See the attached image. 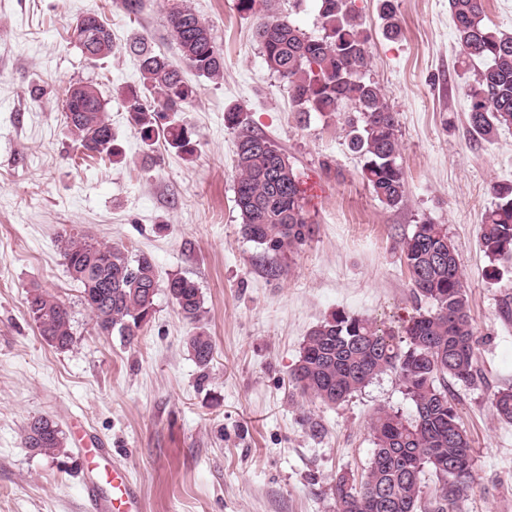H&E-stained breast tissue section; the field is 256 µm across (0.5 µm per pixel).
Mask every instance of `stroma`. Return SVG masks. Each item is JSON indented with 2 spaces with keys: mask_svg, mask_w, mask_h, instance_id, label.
Returning a JSON list of instances; mask_svg holds the SVG:
<instances>
[{
  "mask_svg": "<svg viewBox=\"0 0 512 512\" xmlns=\"http://www.w3.org/2000/svg\"><path fill=\"white\" fill-rule=\"evenodd\" d=\"M174 2L146 0L132 18L123 0H0V512H86L85 439L126 469L141 512H335L336 474H361L371 457L374 412L408 418L413 404L390 372L335 406L292 391L288 375L331 311L392 329L412 313L397 243L424 220L448 228L478 341L481 378L456 389L475 475L460 508L512 512V424L491 408L494 393L512 386V321L499 313L512 271L488 279L479 244L492 184L512 182V128L487 142L469 132L464 87L476 68L459 63L448 0H396L394 39L382 33L378 0H353L370 34V76L398 121L408 200L395 209L363 182L342 117L299 119L286 83L264 64L255 16L237 0H182L223 49L224 77L186 74L200 87L179 115L197 134L193 157L162 143L146 149L120 102L138 80L127 45L143 36L179 60L167 21ZM90 9L115 41L94 64L68 37ZM77 83L94 84L106 101L121 163L76 157L63 100ZM235 105L288 156L317 226L278 279L241 231L236 138L224 125ZM77 232L150 255L160 282L192 279L204 300L200 324L162 289L133 341L97 335L59 254L61 236ZM36 287L68 306V349L41 339L26 303ZM198 327L214 345L204 372L187 346ZM38 416L59 423L67 455L25 448L24 429Z\"/></svg>",
  "mask_w": 512,
  "mask_h": 512,
  "instance_id": "stroma-1",
  "label": "stroma"
}]
</instances>
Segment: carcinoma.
<instances>
[{
    "mask_svg": "<svg viewBox=\"0 0 512 512\" xmlns=\"http://www.w3.org/2000/svg\"><path fill=\"white\" fill-rule=\"evenodd\" d=\"M273 2L238 0V9L259 15L256 34L263 61L288 85L299 119L312 112L332 116L351 106L356 115L347 121V145L363 160L362 180L384 206L404 205L408 184L396 113L369 77V35L352 0H316L319 36L306 34L280 16ZM379 4L385 34L397 35L395 0H379ZM448 11L462 63L481 65L465 86L468 124L474 134L490 140L499 129L512 127V33L486 24L483 0H448ZM168 26L190 70L211 80L224 77V53L196 12L173 7ZM70 39L81 50L90 43L97 45L86 55L90 61L112 55V30L96 11L87 12L83 24L71 26ZM129 50L140 74L139 84L122 92L130 124L146 147L162 141L193 156L194 131L170 115L185 111L199 87L145 38L134 39ZM63 110L75 149L112 163L121 161L122 150L100 94H68ZM224 125L236 137L235 204L241 231L262 249L268 273L281 276L285 259L316 232L305 209L304 190L293 166L286 174H277L276 165L286 154L243 117L241 107L224 111ZM491 191L494 202L480 224L479 240L490 262L487 275L496 279L499 263L512 262V184L495 183ZM399 247L410 273L416 313L393 331L368 317L336 310L311 328L289 373V382L301 395L336 405L390 371L414 404L409 418L383 408L374 413L370 463L358 480L346 473L336 476L331 487L336 512H459L474 479L471 441L448 389L450 379L467 386L480 378L458 254L447 228L426 220L415 225ZM60 252L82 290L96 333L116 332L134 340L149 321L159 291L153 258L132 257L123 247L79 233L62 237ZM166 291L185 319L200 322L203 299L194 281L172 278ZM27 309L42 340L60 350L71 345L72 318L64 302L34 288L27 296ZM188 348L198 367L208 368L213 359L210 337L197 331L189 336ZM492 407L498 419L512 423V387L498 390ZM23 444L53 457L66 454L67 448L58 423L46 417L28 423ZM428 478L434 480L429 493Z\"/></svg>",
    "mask_w": 512,
    "mask_h": 512,
    "instance_id": "carcinoma-1",
    "label": "carcinoma"
}]
</instances>
